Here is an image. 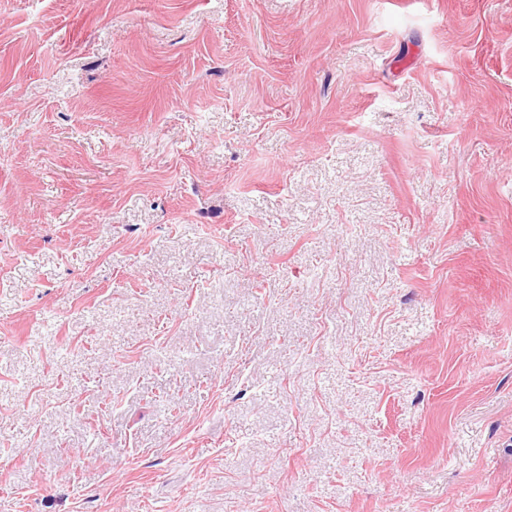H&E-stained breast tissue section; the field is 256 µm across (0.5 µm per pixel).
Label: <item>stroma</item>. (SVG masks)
<instances>
[{"instance_id": "1", "label": "stroma", "mask_w": 512, "mask_h": 512, "mask_svg": "<svg viewBox=\"0 0 512 512\" xmlns=\"http://www.w3.org/2000/svg\"><path fill=\"white\" fill-rule=\"evenodd\" d=\"M0 512H512V0H0Z\"/></svg>"}]
</instances>
